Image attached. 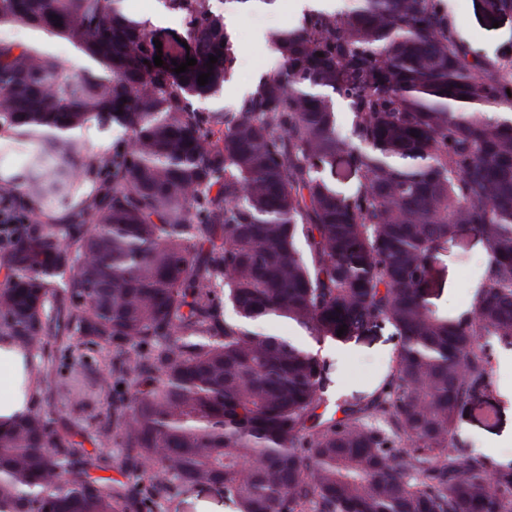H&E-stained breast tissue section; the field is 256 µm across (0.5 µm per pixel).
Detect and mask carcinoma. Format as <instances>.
<instances>
[{
    "label": "carcinoma",
    "mask_w": 512,
    "mask_h": 512,
    "mask_svg": "<svg viewBox=\"0 0 512 512\" xmlns=\"http://www.w3.org/2000/svg\"><path fill=\"white\" fill-rule=\"evenodd\" d=\"M165 4L194 44L180 74L124 0H0V27L82 61L0 41V136L26 155L0 176V342L77 423L47 401L0 433V512H163L215 484L237 512H512V464L459 433L512 350V57L473 53L444 0H349L270 30L280 69L203 110L234 44L209 0ZM90 126L107 148L82 150ZM460 224L488 259L450 318L426 285ZM264 319L337 345L388 324L400 346L338 418L327 361ZM112 446L123 481L96 475ZM23 29L24 28L10 29L8 27H2V28H0V30L5 31L7 33V35H4L2 37L0 36V39L1 38L3 40L8 39V40H12V41H15L18 43H26L29 41H41L46 45V47L51 52H53L59 58V60L64 65L70 66L73 63V61L75 59V53L70 46H68L67 44H64V43H59V42H53V41L46 42V41H44V39L42 37L38 36L34 32L29 31L27 29H24V30Z\"/></svg>",
    "instance_id": "carcinoma-1"
}]
</instances>
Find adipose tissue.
Instances as JSON below:
<instances>
[{
  "label": "adipose tissue",
  "mask_w": 512,
  "mask_h": 512,
  "mask_svg": "<svg viewBox=\"0 0 512 512\" xmlns=\"http://www.w3.org/2000/svg\"><path fill=\"white\" fill-rule=\"evenodd\" d=\"M35 398L36 384L23 355L0 345V431L8 430L16 415L32 408Z\"/></svg>",
  "instance_id": "adipose-tissue-1"
}]
</instances>
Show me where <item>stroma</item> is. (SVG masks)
<instances>
[{
	"mask_svg": "<svg viewBox=\"0 0 512 512\" xmlns=\"http://www.w3.org/2000/svg\"><path fill=\"white\" fill-rule=\"evenodd\" d=\"M489 2L446 0L458 34L479 54H512V16L492 21ZM125 5L137 18L149 21L153 37L161 43L185 39L184 26L168 11L164 0H126ZM212 6L224 16L226 30L237 47V60L223 96L207 101L206 106L231 112L246 88L274 71L278 59L266 42L268 31L300 21L307 5L305 0H277L272 10L260 12H242L224 0H212ZM486 260L483 241L469 226H458L433 263V279L442 284L443 290L429 292L430 307L451 314L465 308L475 292V275ZM399 343L394 329L384 325L340 347L321 344L319 353L331 366L339 397L351 400L368 395L386 373ZM493 380L494 388L488 397L461 418L460 434L469 447L483 451L499 464L509 465L512 443L501 442L500 437L512 430L511 350L501 352L495 359ZM167 512H235V507L225 498L223 486L212 485L181 497L168 506Z\"/></svg>",
	"mask_w": 512,
	"mask_h": 512,
	"instance_id": "35a3bbf8",
	"label": "stroma"
}]
</instances>
